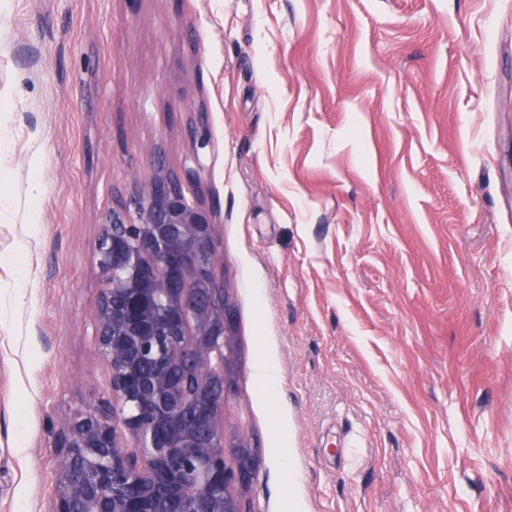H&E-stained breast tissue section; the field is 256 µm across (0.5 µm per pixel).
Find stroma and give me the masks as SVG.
<instances>
[{"mask_svg": "<svg viewBox=\"0 0 512 512\" xmlns=\"http://www.w3.org/2000/svg\"><path fill=\"white\" fill-rule=\"evenodd\" d=\"M191 120L249 512H512V0H0V512L106 395L91 246Z\"/></svg>", "mask_w": 512, "mask_h": 512, "instance_id": "obj_1", "label": "stroma"}]
</instances>
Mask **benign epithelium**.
I'll return each mask as SVG.
<instances>
[{"instance_id": "7a95c632", "label": "benign epithelium", "mask_w": 512, "mask_h": 512, "mask_svg": "<svg viewBox=\"0 0 512 512\" xmlns=\"http://www.w3.org/2000/svg\"><path fill=\"white\" fill-rule=\"evenodd\" d=\"M189 139L193 166L155 147L149 179L102 217L92 339L108 398L59 430L49 512H249L239 490L259 454L224 435L233 315L197 190L207 141L196 125Z\"/></svg>"}]
</instances>
